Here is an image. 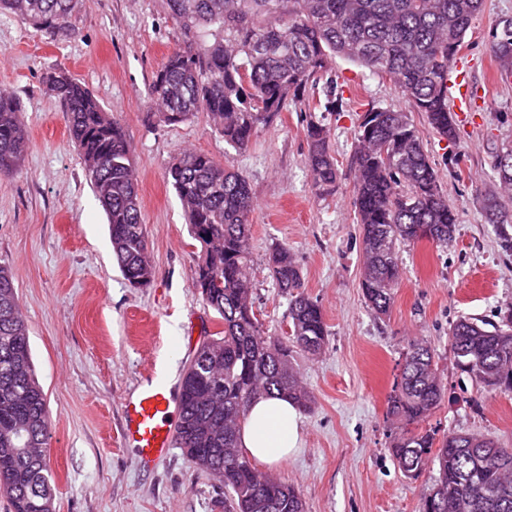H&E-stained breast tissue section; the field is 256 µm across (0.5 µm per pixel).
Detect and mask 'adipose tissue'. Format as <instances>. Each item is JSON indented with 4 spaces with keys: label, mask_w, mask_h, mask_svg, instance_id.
Returning <instances> with one entry per match:
<instances>
[{
    "label": "adipose tissue",
    "mask_w": 512,
    "mask_h": 512,
    "mask_svg": "<svg viewBox=\"0 0 512 512\" xmlns=\"http://www.w3.org/2000/svg\"><path fill=\"white\" fill-rule=\"evenodd\" d=\"M300 416L281 397L256 399L240 430V444L253 458L267 463L285 461L298 439Z\"/></svg>",
    "instance_id": "adipose-tissue-1"
}]
</instances>
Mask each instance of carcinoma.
<instances>
[{
  "label": "carcinoma",
  "instance_id": "obj_1",
  "mask_svg": "<svg viewBox=\"0 0 512 512\" xmlns=\"http://www.w3.org/2000/svg\"><path fill=\"white\" fill-rule=\"evenodd\" d=\"M77 0H0L40 30L56 29ZM182 40L148 85L158 120L176 126L204 117L224 141L250 147L258 129L307 102L310 112L343 111L332 59L341 57L387 77L443 138H456L448 106V68L464 47L483 0H167ZM490 53L512 68V19L498 23ZM97 201L107 216L112 255L133 288L148 286V231L121 124L69 72L47 73ZM17 100L0 91V172L17 168L28 147ZM353 206L361 229L359 288L379 316L388 314L400 279L398 248L454 237L457 214L442 190L436 164L409 113L365 110L354 132ZM307 163L317 194L336 189L338 164L321 120L306 126ZM512 146L496 152L494 172L512 190ZM165 176L201 244L194 286L224 323L203 341L181 378L175 445L231 493L232 512H304L292 486L259 473L239 443V428L259 396L286 397L310 409L311 396L294 353H319L328 337L322 307L304 290L288 246L269 254V273L288 297L289 338L265 335L251 300L247 178L212 157L186 151ZM487 223L512 247V211L489 194ZM457 368L484 394L512 392V307L489 323L462 317L448 330ZM445 397L432 347L409 344L388 398L397 425L390 450L409 479L436 467L420 512H512V447L483 436L426 428ZM50 418L32 360L28 328L9 267L0 264V491L12 512H55L45 448Z\"/></svg>",
  "mask_w": 512,
  "mask_h": 512
}]
</instances>
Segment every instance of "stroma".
<instances>
[{"label":"stroma","instance_id":"35a3bbf8","mask_svg":"<svg viewBox=\"0 0 512 512\" xmlns=\"http://www.w3.org/2000/svg\"><path fill=\"white\" fill-rule=\"evenodd\" d=\"M506 17L512 0H484L459 53L469 68L464 87L448 97L456 139L440 138L420 113L412 115L458 224L448 246H402L400 284L380 317L359 288L363 255L350 162L362 105L409 107L388 79L334 59L344 106L326 124L339 178L335 192L321 197L306 165L305 103L260 127L245 151L202 118L159 124L145 88L181 41L167 0H80L55 30L0 13V89L19 100L29 138L20 170L0 176V263L13 273L50 410L56 512H221L223 487L181 449L145 472L120 441L121 397L153 371L180 379L203 339L223 329L192 284L201 246L165 177L168 162L186 150L204 152L250 182L253 301L266 335L282 338L289 330L288 300L267 266L275 244L291 249L306 294L325 313L322 351L295 357L313 408L301 416L287 462L261 467L300 492L305 512H419L433 474L412 480L399 471L389 450L396 428L386 419L414 340L435 347L446 387L430 424L512 446V392L480 395L448 347V329L460 317L494 322L512 305V250L503 248L483 208L498 189L494 156L512 144V76L487 49L491 28ZM59 68L124 129L149 230L154 274L147 287H129L112 258L107 217L45 83Z\"/></svg>","mask_w":512,"mask_h":512}]
</instances>
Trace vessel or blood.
Listing matches in <instances>:
<instances>
[{"instance_id": "1", "label": "vessel or blood", "mask_w": 512, "mask_h": 512, "mask_svg": "<svg viewBox=\"0 0 512 512\" xmlns=\"http://www.w3.org/2000/svg\"><path fill=\"white\" fill-rule=\"evenodd\" d=\"M121 443L133 449L142 468H152L172 449V428L180 414L177 385L151 378L121 400Z\"/></svg>"}]
</instances>
